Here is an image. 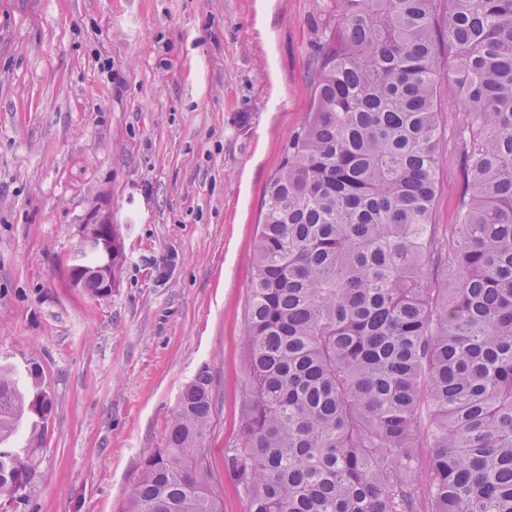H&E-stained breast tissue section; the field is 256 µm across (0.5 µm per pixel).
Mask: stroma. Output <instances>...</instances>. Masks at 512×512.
<instances>
[{
    "label": "stroma",
    "mask_w": 512,
    "mask_h": 512,
    "mask_svg": "<svg viewBox=\"0 0 512 512\" xmlns=\"http://www.w3.org/2000/svg\"><path fill=\"white\" fill-rule=\"evenodd\" d=\"M327 0H0V367L37 375L47 429L10 512H118L182 388L211 378L224 470L248 386L265 188L311 106ZM123 247L112 292L69 287L88 225Z\"/></svg>",
    "instance_id": "35a3bbf8"
}]
</instances>
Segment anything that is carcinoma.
Returning <instances> with one entry per match:
<instances>
[{
  "instance_id": "cac0c4a2",
  "label": "carcinoma",
  "mask_w": 512,
  "mask_h": 512,
  "mask_svg": "<svg viewBox=\"0 0 512 512\" xmlns=\"http://www.w3.org/2000/svg\"><path fill=\"white\" fill-rule=\"evenodd\" d=\"M332 2L257 227L225 471L245 512H512V0ZM444 93L471 132L446 154ZM50 405L0 368V444ZM213 411L201 371L119 512H224ZM31 475L0 449V509Z\"/></svg>"
}]
</instances>
